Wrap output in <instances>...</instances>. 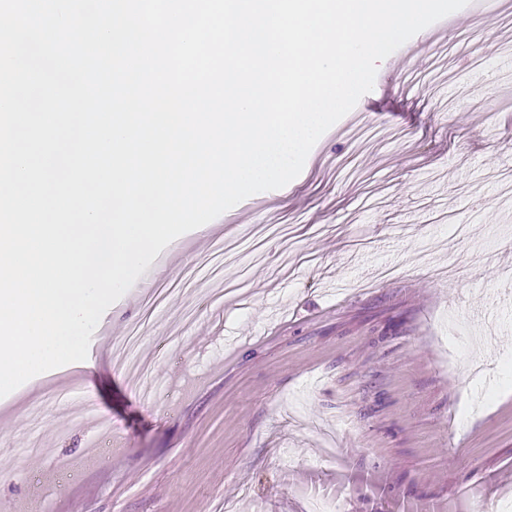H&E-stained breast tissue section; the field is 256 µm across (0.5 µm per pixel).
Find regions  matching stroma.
I'll list each match as a JSON object with an SVG mask.
<instances>
[{"mask_svg":"<svg viewBox=\"0 0 512 512\" xmlns=\"http://www.w3.org/2000/svg\"><path fill=\"white\" fill-rule=\"evenodd\" d=\"M510 179L486 0L391 54L296 179L161 251L96 361L0 398V512H512ZM78 404L119 442L90 463Z\"/></svg>","mask_w":512,"mask_h":512,"instance_id":"obj_1","label":"stroma"}]
</instances>
